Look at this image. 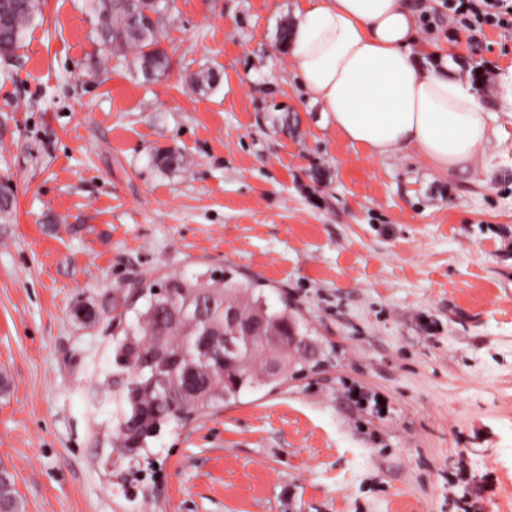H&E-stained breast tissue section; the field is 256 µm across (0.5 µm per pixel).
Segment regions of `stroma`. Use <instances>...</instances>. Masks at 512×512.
Masks as SVG:
<instances>
[{"instance_id": "35a3bbf8", "label": "stroma", "mask_w": 512, "mask_h": 512, "mask_svg": "<svg viewBox=\"0 0 512 512\" xmlns=\"http://www.w3.org/2000/svg\"><path fill=\"white\" fill-rule=\"evenodd\" d=\"M303 3L170 0L168 69L112 59L91 85L95 18L42 0L0 61V468L19 512H512V39L413 0L499 131L445 176L351 145L307 101L278 40ZM166 149L184 169L156 166ZM228 266L287 297L325 362L116 461L95 394L114 291Z\"/></svg>"}]
</instances>
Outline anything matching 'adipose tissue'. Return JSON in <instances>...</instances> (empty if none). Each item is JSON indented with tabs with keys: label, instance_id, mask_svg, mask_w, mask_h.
Returning <instances> with one entry per match:
<instances>
[{
	"label": "adipose tissue",
	"instance_id": "obj_1",
	"mask_svg": "<svg viewBox=\"0 0 512 512\" xmlns=\"http://www.w3.org/2000/svg\"><path fill=\"white\" fill-rule=\"evenodd\" d=\"M420 37L410 0H307L287 51L308 100L351 144L448 175L482 159L496 131L447 53L424 55Z\"/></svg>",
	"mask_w": 512,
	"mask_h": 512
}]
</instances>
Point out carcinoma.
Here are the masks:
<instances>
[{"label": "carcinoma", "instance_id": "1", "mask_svg": "<svg viewBox=\"0 0 512 512\" xmlns=\"http://www.w3.org/2000/svg\"><path fill=\"white\" fill-rule=\"evenodd\" d=\"M41 0H0V59L13 57ZM97 19L102 52L127 47L139 71L152 76L169 64L160 47L167 0H85ZM165 169L183 167L178 152L157 154ZM133 320H128V313ZM112 450L136 456L147 439L174 423L237 402L246 391L280 386L320 365L303 347L310 331L283 301L272 304L260 285L233 271L171 272L112 299ZM240 333L237 349L224 336ZM14 482L0 481V507L18 512Z\"/></svg>", "mask_w": 512, "mask_h": 512}]
</instances>
